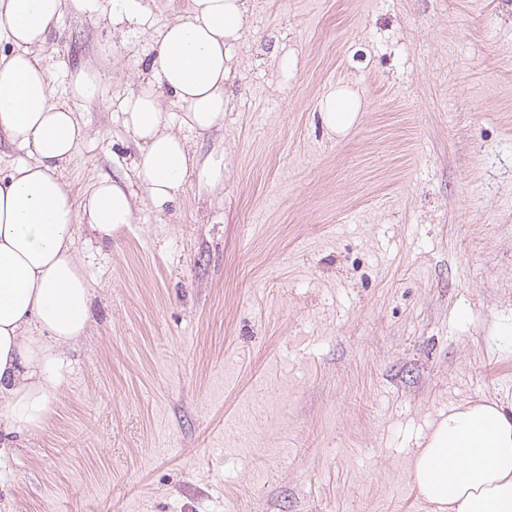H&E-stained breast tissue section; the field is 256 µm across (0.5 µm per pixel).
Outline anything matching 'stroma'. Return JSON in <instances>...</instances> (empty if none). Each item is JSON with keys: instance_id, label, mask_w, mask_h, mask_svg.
<instances>
[{"instance_id": "35a3bbf8", "label": "stroma", "mask_w": 512, "mask_h": 512, "mask_svg": "<svg viewBox=\"0 0 512 512\" xmlns=\"http://www.w3.org/2000/svg\"><path fill=\"white\" fill-rule=\"evenodd\" d=\"M145 2L148 30L100 0L42 53L88 131L75 197L136 183L122 105L190 5ZM248 2L224 126L185 135L223 148L224 187L79 235L89 327L0 512H433L410 473L432 419L512 402V0ZM341 82L363 112L337 136ZM99 83L100 76L96 70L80 68L73 80L72 93L75 97L89 98L96 93ZM362 112L360 97L345 85L336 86L321 100L319 116L332 133L346 135Z\"/></svg>"}]
</instances>
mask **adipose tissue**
Segmentation results:
<instances>
[{"instance_id": "1", "label": "adipose tissue", "mask_w": 512, "mask_h": 512, "mask_svg": "<svg viewBox=\"0 0 512 512\" xmlns=\"http://www.w3.org/2000/svg\"><path fill=\"white\" fill-rule=\"evenodd\" d=\"M246 2L190 0L186 15L163 26L150 75L124 104L141 190L104 178L78 202L64 166L87 130L54 101L40 55L66 11L90 16L99 2L0 0V30L13 46L0 54V142L29 155L0 179V453L44 429L70 371L69 352L86 334L94 288L76 233L111 241L132 223L138 199L164 209L191 175L201 190L223 188V150L192 152L178 131L203 137L223 126L230 51L245 27ZM164 92L178 111L162 110ZM361 112L359 96L340 85L326 93L319 116L343 136ZM411 474L439 512H512V404L480 398L439 414Z\"/></svg>"}]
</instances>
